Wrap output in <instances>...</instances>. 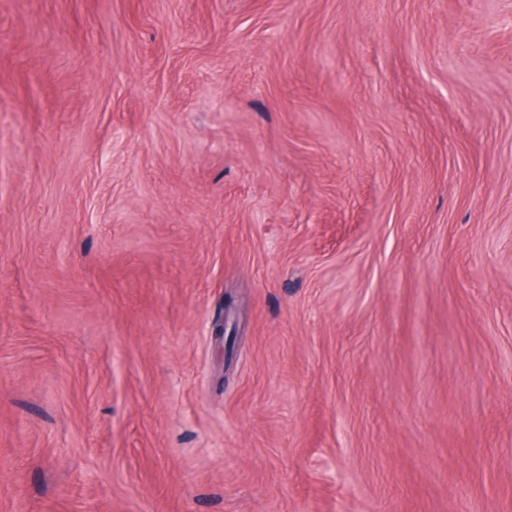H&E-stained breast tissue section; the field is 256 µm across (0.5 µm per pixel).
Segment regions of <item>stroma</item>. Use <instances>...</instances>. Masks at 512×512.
I'll list each match as a JSON object with an SVG mask.
<instances>
[{
	"label": "stroma",
	"mask_w": 512,
	"mask_h": 512,
	"mask_svg": "<svg viewBox=\"0 0 512 512\" xmlns=\"http://www.w3.org/2000/svg\"><path fill=\"white\" fill-rule=\"evenodd\" d=\"M0 512H512V0H0Z\"/></svg>",
	"instance_id": "1"
}]
</instances>
